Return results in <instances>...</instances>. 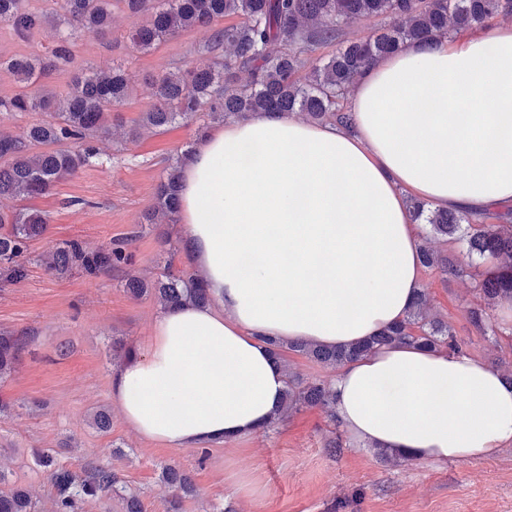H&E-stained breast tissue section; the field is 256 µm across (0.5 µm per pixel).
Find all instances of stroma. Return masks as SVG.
<instances>
[{
    "mask_svg": "<svg viewBox=\"0 0 512 512\" xmlns=\"http://www.w3.org/2000/svg\"><path fill=\"white\" fill-rule=\"evenodd\" d=\"M148 18L113 5L110 30L82 29L69 68L47 80L49 90L61 94L86 67L120 65L131 75L133 94L113 108L117 126L99 141V157L48 194L25 201L0 198V212L27 207L48 220L46 235L29 246L27 277L0 281V332L34 334L12 374L0 381V400L9 406L8 415L0 416V469L11 484L29 491L40 512H52L50 480L32 457L33 450L48 449L74 471L88 463L111 464L145 512H168L172 491L162 470L169 465L188 470L196 488L180 512H512V447L492 457L390 464L347 438L336 454L329 447L336 426L317 408L203 450L141 438L116 411L109 433L95 429V411L110 404L113 339L145 351L161 312L153 298L131 297L126 278L158 274L169 258L176 269L190 268L179 224H147L143 216L155 205L169 160L200 141V121L146 131L133 140L128 133L154 102L152 77L193 65L212 31L186 30L146 52L129 35ZM124 238L132 259L109 274L75 270L55 276L36 262L64 240L95 250ZM422 286L433 311L463 341L465 354L487 362L500 358L512 368V330L489 337L470 320L480 302L471 277L426 271ZM234 473L259 485L261 495H235Z\"/></svg>",
    "mask_w": 512,
    "mask_h": 512,
    "instance_id": "35a3bbf8",
    "label": "stroma"
}]
</instances>
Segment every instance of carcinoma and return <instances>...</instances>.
I'll list each match as a JSON object with an SVG mask.
<instances>
[{"instance_id":"carcinoma-1","label":"carcinoma","mask_w":512,"mask_h":512,"mask_svg":"<svg viewBox=\"0 0 512 512\" xmlns=\"http://www.w3.org/2000/svg\"><path fill=\"white\" fill-rule=\"evenodd\" d=\"M133 13L151 11L150 19L132 33L142 50H150L168 37L191 27L212 26L211 42L197 62L152 78L155 102L143 113L135 137L142 129L161 130L202 115L206 123L239 120L256 112H298L314 121H326L348 131L354 129L351 112L339 99L364 70L379 58L408 43L442 40L474 28H486L503 17H512V0H123ZM61 13L33 8L29 0H0V21L14 35L27 40L48 24L55 25L56 39L43 55L0 58V69L23 84L11 97L0 96V115L46 112L49 119L27 126L18 135L0 134V198L25 200L48 193L97 155L95 143L106 133L108 107L121 105L131 95V77L122 67L109 72L76 74L68 91L56 95L39 81L65 69L73 58L75 33L87 26L106 29L112 22V0H61ZM383 17L390 23L372 34L341 39L342 27L356 20ZM226 18L237 22L219 26ZM224 48L222 58L212 60L214 48ZM187 145L164 170L156 204L148 224L174 221L179 210L181 168L192 155ZM415 221L430 226L439 243H461L466 254L482 260L476 291L483 305L470 311L471 321L485 336L500 331L490 310L503 298L512 299V219L486 213L480 220L456 212L433 209L410 200ZM0 276L7 282L27 276L25 256L29 243L45 235L48 224L28 209L5 215L0 212ZM128 240L108 248L87 250L77 240H66L41 254L37 262L52 274L80 269L106 273L127 263ZM423 267L445 274L461 271L458 258L448 250L420 245ZM125 288L134 296L151 295L163 309L181 304L206 306L212 298L199 277L174 268L166 260L154 279L130 277ZM30 336L0 333V378L11 373ZM415 345L462 352L448 322L431 313L425 294H420L398 324L380 335L347 348H324L308 342L288 345L269 341L281 363L286 389L269 426L307 407L332 413L331 384L322 380L302 382L290 371L283 349L335 369L385 345ZM39 465L49 472L54 493L53 512H83L90 499L112 498L123 491L117 472L108 466L85 467L76 472L58 464L46 450L36 452ZM163 479L174 490L172 512H180L181 499L193 492L190 472L167 466ZM0 512H37L36 502L20 489H0Z\"/></svg>"}]
</instances>
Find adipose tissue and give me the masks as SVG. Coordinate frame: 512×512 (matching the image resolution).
Listing matches in <instances>:
<instances>
[{"mask_svg": "<svg viewBox=\"0 0 512 512\" xmlns=\"http://www.w3.org/2000/svg\"><path fill=\"white\" fill-rule=\"evenodd\" d=\"M355 133L253 114L207 135L182 174L190 261L212 305L162 310L110 400L141 437L203 448L255 434L286 376L268 346L347 347L402 320L420 293L405 204L469 216L512 203V25L412 43L352 87ZM337 422L416 460L512 446V382L487 363L408 345L337 368Z\"/></svg>", "mask_w": 512, "mask_h": 512, "instance_id": "obj_1", "label": "adipose tissue"}]
</instances>
